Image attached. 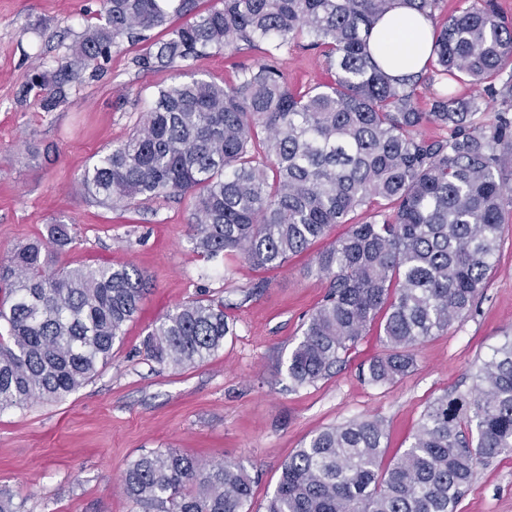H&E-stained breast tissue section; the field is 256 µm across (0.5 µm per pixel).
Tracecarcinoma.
Instances as JSON below:
<instances>
[{
	"mask_svg": "<svg viewBox=\"0 0 512 512\" xmlns=\"http://www.w3.org/2000/svg\"><path fill=\"white\" fill-rule=\"evenodd\" d=\"M205 2L103 0L104 23L36 68L29 89L43 111L56 110L125 39L145 44L143 71H182L213 50L264 44V60L238 67L228 84L160 89L132 136L85 169L83 187L111 207L189 196L194 248L258 269L281 267L332 226L350 225L313 261L329 290L290 354L288 379L306 386L328 376L380 317L386 352L368 379L408 375L418 343L473 311L509 223L512 116L484 123L483 99L462 100L454 86L466 79L512 97V20L496 0H463L440 21L439 0ZM399 4L430 24L432 48L419 71L395 75L375 58L374 28ZM303 38L323 51L330 77L293 89L279 52ZM421 88L431 90L425 110ZM426 125L450 134L426 139ZM357 211L364 217L353 223ZM71 242L67 225L53 224L48 237L0 258V413L61 401L90 382L145 297L132 265L50 270ZM231 333L224 301L199 297L155 324L145 348L182 370ZM475 378L427 407L386 469L379 417L319 431L284 463L268 512H456L477 464L512 451V340ZM252 483L239 462L204 463L176 448L142 453L121 475L131 512H248Z\"/></svg>",
	"mask_w": 512,
	"mask_h": 512,
	"instance_id": "cac0c4a2",
	"label": "carcinoma"
}]
</instances>
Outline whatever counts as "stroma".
I'll use <instances>...</instances> for the list:
<instances>
[{
  "instance_id": "stroma-1",
  "label": "stroma",
  "mask_w": 512,
  "mask_h": 512,
  "mask_svg": "<svg viewBox=\"0 0 512 512\" xmlns=\"http://www.w3.org/2000/svg\"><path fill=\"white\" fill-rule=\"evenodd\" d=\"M100 0H0V257L68 225L60 267L136 266L149 288L111 361L60 403L34 402L0 414V491L22 512H131L120 474L140 453L178 448L207 463H242L254 479L250 512H266L282 465L320 430L368 415L387 425L385 461L408 448L427 406L444 391L473 387L474 373L512 339V223L506 224L489 285L471 314L414 350L410 374L390 384L365 371L385 345L372 324L334 373L296 387L288 357L329 282L311 271L313 253L273 270L204 257L188 226L186 197L100 205L82 186L86 166L126 140L167 68L141 70V45L112 47L95 80L72 85L68 101L42 111L25 95L40 63H52L98 23ZM279 65L291 85L325 81L321 50L292 44ZM223 299L233 334L201 365L173 370L149 360L144 340L176 305ZM457 512H512V453L481 464Z\"/></svg>"
}]
</instances>
